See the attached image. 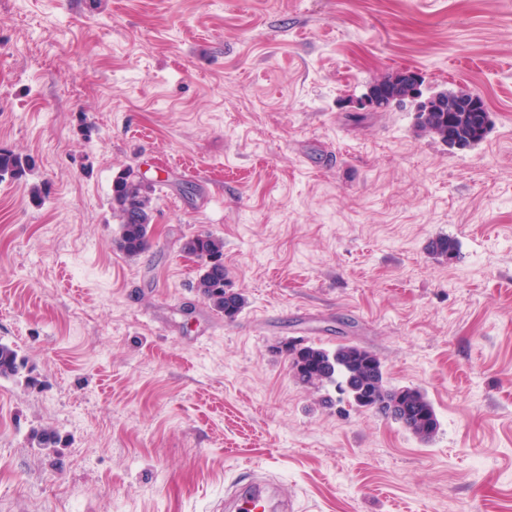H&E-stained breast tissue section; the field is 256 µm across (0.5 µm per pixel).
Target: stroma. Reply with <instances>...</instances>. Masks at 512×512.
<instances>
[{
	"mask_svg": "<svg viewBox=\"0 0 512 512\" xmlns=\"http://www.w3.org/2000/svg\"><path fill=\"white\" fill-rule=\"evenodd\" d=\"M403 72L479 95L484 139L359 109ZM0 149L36 162L0 181V512H215L252 475L293 512H512V0H0ZM207 232L231 320L180 250ZM289 339L374 352L437 435L325 406ZM157 183L142 184L132 168L123 170L113 180L112 213L120 228L115 245L126 256H139L150 245L152 195ZM181 250L202 260L201 273L197 281V291L216 314L225 319H234L245 305L242 293L227 288L224 274V239L210 233L197 234L181 243ZM219 258L216 262L206 259ZM26 362L12 346L0 342V378H11L21 374Z\"/></svg>",
	"mask_w": 512,
	"mask_h": 512,
	"instance_id": "obj_1",
	"label": "stroma"
}]
</instances>
